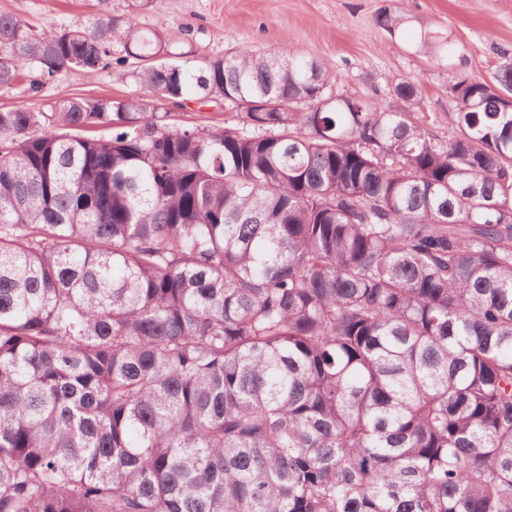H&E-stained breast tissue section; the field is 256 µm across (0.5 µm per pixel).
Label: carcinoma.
<instances>
[{
  "label": "carcinoma",
  "instance_id": "obj_1",
  "mask_svg": "<svg viewBox=\"0 0 512 512\" xmlns=\"http://www.w3.org/2000/svg\"><path fill=\"white\" fill-rule=\"evenodd\" d=\"M98 0L0 13V512H512V63L442 139L335 74L204 61ZM194 96L274 102L179 126ZM96 0H0V11L39 28H56L82 21L95 12ZM131 61L124 68H115L97 73L64 72L38 96L23 93L24 87L7 94H0V108L17 106L39 107L62 97L71 96H126L142 94L139 88L125 75Z\"/></svg>",
  "mask_w": 512,
  "mask_h": 512
}]
</instances>
